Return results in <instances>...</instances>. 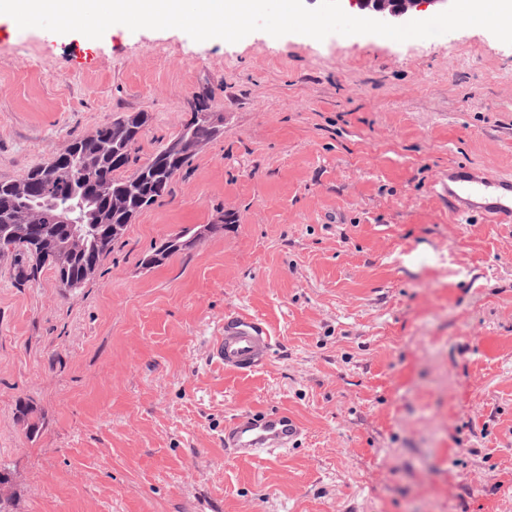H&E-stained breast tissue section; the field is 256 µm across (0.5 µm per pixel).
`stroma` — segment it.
Returning a JSON list of instances; mask_svg holds the SVG:
<instances>
[{
	"label": "stroma",
	"instance_id": "obj_1",
	"mask_svg": "<svg viewBox=\"0 0 512 512\" xmlns=\"http://www.w3.org/2000/svg\"><path fill=\"white\" fill-rule=\"evenodd\" d=\"M223 113L83 288L0 257V466L13 512H512V224L456 216L448 167L512 177V45L40 28L0 43V181L146 112L139 161L200 90ZM235 216L144 269L152 244ZM229 315L269 331L215 362ZM33 406L38 433L18 417ZM254 410L301 427L235 458ZM270 349V336L260 322L235 315L224 319V332L216 337L213 352L224 368L246 372L263 364Z\"/></svg>",
	"mask_w": 512,
	"mask_h": 512
}]
</instances>
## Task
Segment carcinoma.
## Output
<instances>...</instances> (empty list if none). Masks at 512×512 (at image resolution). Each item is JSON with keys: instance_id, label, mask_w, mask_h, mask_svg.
Masks as SVG:
<instances>
[{"instance_id": "cac0c4a2", "label": "carcinoma", "mask_w": 512, "mask_h": 512, "mask_svg": "<svg viewBox=\"0 0 512 512\" xmlns=\"http://www.w3.org/2000/svg\"><path fill=\"white\" fill-rule=\"evenodd\" d=\"M148 122L145 112L121 115L74 138L53 160L22 178L0 181V253H13L21 280L34 279L47 265L59 287L84 286L121 238L112 234V225L128 226L140 211L169 195L173 177L189 166L197 148L218 136L210 124L192 118L139 165L137 144ZM131 165L135 170L123 175ZM56 201L71 204L83 220L79 235L52 219ZM222 234L224 225L218 223L186 228L153 245L141 265L150 269L197 240Z\"/></svg>"}]
</instances>
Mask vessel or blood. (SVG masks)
Listing matches in <instances>:
<instances>
[{
    "label": "vessel or blood",
    "instance_id": "b4317fda",
    "mask_svg": "<svg viewBox=\"0 0 512 512\" xmlns=\"http://www.w3.org/2000/svg\"><path fill=\"white\" fill-rule=\"evenodd\" d=\"M448 207L457 215H477L490 224L512 223V178L492 176L468 166L448 169ZM271 340L260 322L245 316L224 320L213 352L225 368L246 372L263 364ZM300 433L287 413L246 414L224 431V445L238 456L272 454L291 447Z\"/></svg>",
    "mask_w": 512,
    "mask_h": 512
}]
</instances>
